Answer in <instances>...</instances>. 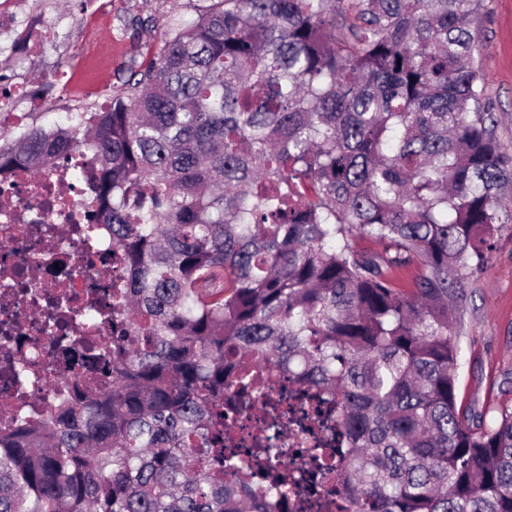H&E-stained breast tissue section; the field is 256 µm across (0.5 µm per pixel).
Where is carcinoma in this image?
<instances>
[{
  "label": "carcinoma",
  "instance_id": "1",
  "mask_svg": "<svg viewBox=\"0 0 512 512\" xmlns=\"http://www.w3.org/2000/svg\"><path fill=\"white\" fill-rule=\"evenodd\" d=\"M482 4L213 0L107 108L0 146V172L85 147L127 269L84 360L112 384L0 437V512H272L224 446L256 362L331 400L346 512H512V412L457 404L460 310L512 224Z\"/></svg>",
  "mask_w": 512,
  "mask_h": 512
}]
</instances>
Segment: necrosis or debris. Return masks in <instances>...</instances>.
<instances>
[{"instance_id":"obj_1","label":"necrosis or debris","mask_w":512,"mask_h":512,"mask_svg":"<svg viewBox=\"0 0 512 512\" xmlns=\"http://www.w3.org/2000/svg\"><path fill=\"white\" fill-rule=\"evenodd\" d=\"M84 158L79 151L49 169L0 175V346L14 352L10 368L0 372V430L42 417L71 392L60 373L46 370L53 359L56 295L71 299L73 335L91 340L112 334V287L123 270L112 258L110 233L85 224L86 187L74 179ZM263 425V414L255 411L233 428L241 465L262 496L268 485L259 463L269 451L292 449L295 468L314 467L308 434L269 441Z\"/></svg>"}]
</instances>
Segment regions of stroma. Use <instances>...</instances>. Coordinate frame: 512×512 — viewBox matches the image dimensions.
Here are the masks:
<instances>
[{
    "label": "stroma",
    "mask_w": 512,
    "mask_h": 512,
    "mask_svg": "<svg viewBox=\"0 0 512 512\" xmlns=\"http://www.w3.org/2000/svg\"><path fill=\"white\" fill-rule=\"evenodd\" d=\"M100 0H12L0 16V71L15 72L20 86L40 100L19 98L15 121H0V140L18 138L30 126L68 125L73 113L110 103L130 65L147 66L165 31L207 10L211 0H112L106 26L87 33V16ZM151 28L128 29L133 18ZM479 51L481 69L496 108L497 134L512 144V0H484ZM90 47L82 57L71 48ZM460 401L512 411V224L503 225L487 269L474 281L459 328Z\"/></svg>",
    "instance_id": "1"
}]
</instances>
